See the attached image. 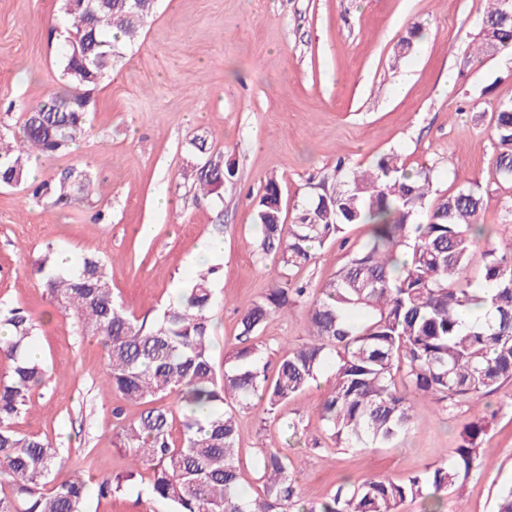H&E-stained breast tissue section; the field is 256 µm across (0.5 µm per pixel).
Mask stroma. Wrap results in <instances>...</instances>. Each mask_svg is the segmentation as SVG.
Returning <instances> with one entry per match:
<instances>
[{
    "mask_svg": "<svg viewBox=\"0 0 512 512\" xmlns=\"http://www.w3.org/2000/svg\"><path fill=\"white\" fill-rule=\"evenodd\" d=\"M61 0H0V126L62 86L58 58ZM485 0H157L140 37L121 48L91 90L89 134L69 154L40 162L38 180L54 181L82 165L102 191L94 204L67 209L0 188V302L23 307L41 326L35 345L49 368L31 413L15 428L56 444L64 458L56 482L74 474L97 479L129 460L112 411L139 415L101 385L105 350L79 335L34 271L47 251L104 260L114 295L153 320L198 269V253L224 227L214 257L213 359L223 365L239 313L279 282L272 260H258V202L268 179L280 184L284 217L293 219L325 186L357 167L397 153L407 168L432 170V199L477 182L487 224L512 220V181L496 167L495 115L512 105V55L474 54ZM422 37L407 55L397 44ZM201 136L234 163L221 202L196 197L189 142ZM103 220H95L96 212ZM354 224L344 241L325 245L298 279L317 288L368 238ZM307 310L296 306L262 330L276 361L306 337ZM331 378L292 402L297 430L256 408L239 416L242 488L252 492V460L271 445L300 458L304 500L318 502L342 481L403 478L450 455L472 412L442 411L430 396L411 399L414 428L394 448H336L318 416ZM492 418L479 474L445 496L447 512H494L512 485V382L487 397ZM319 439L320 450L307 441Z\"/></svg>",
    "mask_w": 512,
    "mask_h": 512,
    "instance_id": "1",
    "label": "stroma"
}]
</instances>
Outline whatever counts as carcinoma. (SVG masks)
Listing matches in <instances>:
<instances>
[{
	"label": "carcinoma",
	"mask_w": 512,
	"mask_h": 512,
	"mask_svg": "<svg viewBox=\"0 0 512 512\" xmlns=\"http://www.w3.org/2000/svg\"><path fill=\"white\" fill-rule=\"evenodd\" d=\"M70 29L59 63L65 86L21 114L17 128L0 131V186L43 196L45 184L29 174V159L67 153L88 130L78 91L94 87L112 70L117 43L135 40L146 10L128 0H61ZM477 51L512 44V0H487ZM497 166L512 178V106L496 115ZM201 158L193 185L203 199L222 198L235 168L207 140H191ZM432 170H410L391 153L349 181L322 189L284 223L277 180L267 181L259 202L255 248L282 270L284 285L244 308L236 346L216 370L210 308L215 267L196 271L176 298L149 322L138 319L112 292L106 264L85 255L59 273L41 262L44 287L73 316L79 334L100 340L107 354L104 385L124 401L140 403L139 416L119 425L120 447L133 464H148L143 485L128 470L88 484L82 475L54 486L62 455L46 437L22 434L14 424L32 406L46 380L40 360L26 356L39 325L26 311L0 303V359L12 374L0 379V512H83L90 494L100 499L137 491L167 512H400L407 501L423 512H443L440 494L453 493L479 471L489 422L476 415L450 456L405 479L375 476L340 483L323 501L305 505L299 470L287 453L263 446L254 471L259 490L240 486L243 460L238 416L261 404L278 416L333 364L332 383L319 418L336 447L363 451L388 447L413 426L409 396H431L448 407L477 405L512 381V236L482 224L483 197L472 185L430 205ZM87 171L72 166L50 192L52 206L90 198ZM351 224H367L368 240L353 251L320 289L289 287L316 251ZM483 246L479 283L463 276L474 249ZM407 251L399 262L398 253ZM308 306L307 338L272 364L260 333L288 308ZM168 397L173 406L162 404ZM181 417V440L171 436Z\"/></svg>",
	"instance_id": "cac0c4a2"
}]
</instances>
